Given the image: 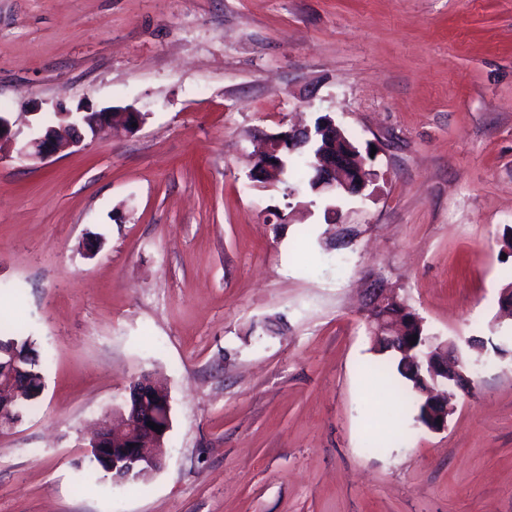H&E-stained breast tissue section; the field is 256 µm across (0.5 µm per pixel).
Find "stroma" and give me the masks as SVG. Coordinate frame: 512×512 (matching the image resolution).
<instances>
[{
  "label": "stroma",
  "mask_w": 512,
  "mask_h": 512,
  "mask_svg": "<svg viewBox=\"0 0 512 512\" xmlns=\"http://www.w3.org/2000/svg\"><path fill=\"white\" fill-rule=\"evenodd\" d=\"M81 103L144 121L0 150V321L46 364L0 512H512V0H0V115ZM325 114L376 149L361 193L251 181L260 139ZM379 286L470 368L443 430L367 370ZM147 372L164 467L81 482Z\"/></svg>",
  "instance_id": "obj_1"
}]
</instances>
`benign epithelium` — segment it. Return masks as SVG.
<instances>
[{
    "mask_svg": "<svg viewBox=\"0 0 512 512\" xmlns=\"http://www.w3.org/2000/svg\"><path fill=\"white\" fill-rule=\"evenodd\" d=\"M59 117L61 121L58 125L26 138L18 150L19 155L28 160L45 162L63 148L82 147L88 136L97 138L114 126H120L132 133L136 131L132 124L140 125L143 122V115L132 107H126L119 112L111 108L94 112L81 106L74 112H61ZM309 136L308 128L291 129L266 136L265 150L259 156V165L254 167L250 178L264 183L270 171H285L279 158L282 148L286 146L290 151L302 149ZM365 179V160L361 158L356 147L336 155L317 156L312 181L316 184V190L324 194L334 195L339 190L358 193L366 186ZM372 321L373 332L377 338L393 343V349L404 356H412L415 362L423 360L432 378H437L439 374L451 376L461 389L472 384L466 366L455 357V343L450 341L434 346L427 341L424 350L418 344H410L407 320L402 313L383 314L372 318ZM419 391L425 401L439 407L437 411H429L426 427L431 430L445 428L448 416L453 412V407L450 406L453 394L441 392L437 390L436 384L427 381L423 382ZM149 422L161 426V431L151 429L147 426ZM171 427L170 397L149 378L143 382V387L129 389L126 401L112 411V429L109 430L107 424L100 423V429L89 445L88 457L112 466V470L116 471V480L128 479L142 466L152 473L162 468L165 463L164 439Z\"/></svg>",
    "mask_w": 512,
    "mask_h": 512,
    "instance_id": "benign-epithelium-1",
    "label": "benign epithelium"
}]
</instances>
